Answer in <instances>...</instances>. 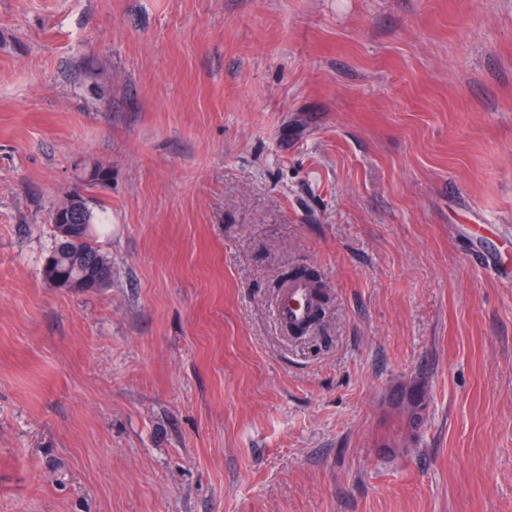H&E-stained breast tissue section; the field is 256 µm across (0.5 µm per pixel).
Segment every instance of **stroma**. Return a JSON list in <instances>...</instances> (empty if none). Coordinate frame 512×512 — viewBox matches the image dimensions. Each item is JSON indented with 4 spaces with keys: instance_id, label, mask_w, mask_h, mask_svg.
<instances>
[{
    "instance_id": "stroma-1",
    "label": "stroma",
    "mask_w": 512,
    "mask_h": 512,
    "mask_svg": "<svg viewBox=\"0 0 512 512\" xmlns=\"http://www.w3.org/2000/svg\"><path fill=\"white\" fill-rule=\"evenodd\" d=\"M507 224L512 0H0V512H512ZM80 191L71 192L67 200L66 207L62 210L58 224V233L62 241L70 240L73 232L74 223H64L66 213L70 217V212L74 210V220H78L81 213ZM59 207L52 213L51 223L53 224L55 245L47 256L43 273L45 278L52 282L58 288H72L75 281L83 278L89 268V263H93L100 271L98 278H92L85 282L81 287L83 291L102 288L112 277V266L107 256L95 245L94 226H104L98 220L95 221L93 212L87 205L82 216L81 227L76 228V243L70 244L69 248L62 249L58 246L57 228L54 223V217ZM310 289L306 283L297 282L285 291L276 306L277 317L281 322H305L311 306Z\"/></svg>"
}]
</instances>
